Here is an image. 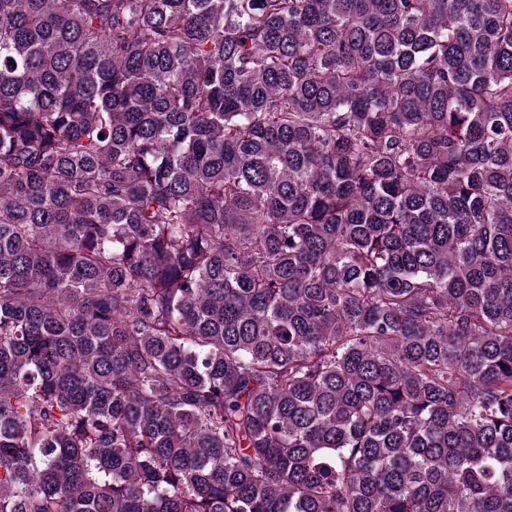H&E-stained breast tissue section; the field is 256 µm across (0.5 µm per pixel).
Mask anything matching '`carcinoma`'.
Returning a JSON list of instances; mask_svg holds the SVG:
<instances>
[{
	"mask_svg": "<svg viewBox=\"0 0 512 512\" xmlns=\"http://www.w3.org/2000/svg\"><path fill=\"white\" fill-rule=\"evenodd\" d=\"M0 512H512V0H0Z\"/></svg>",
	"mask_w": 512,
	"mask_h": 512,
	"instance_id": "obj_1",
	"label": "carcinoma"
}]
</instances>
